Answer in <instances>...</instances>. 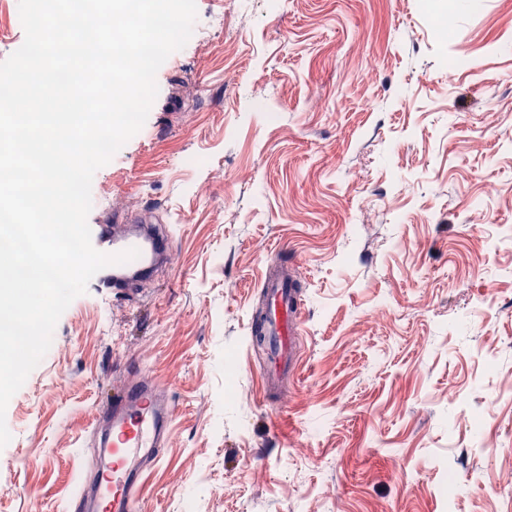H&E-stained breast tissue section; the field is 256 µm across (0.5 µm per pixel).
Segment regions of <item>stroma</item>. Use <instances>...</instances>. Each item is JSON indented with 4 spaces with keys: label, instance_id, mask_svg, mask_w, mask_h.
Here are the masks:
<instances>
[{
    "label": "stroma",
    "instance_id": "stroma-1",
    "mask_svg": "<svg viewBox=\"0 0 512 512\" xmlns=\"http://www.w3.org/2000/svg\"><path fill=\"white\" fill-rule=\"evenodd\" d=\"M196 7L88 215L158 207L171 265L62 314L7 406L0 512H71L135 371L179 405L142 512H512V0ZM286 262L301 353L269 390L252 315Z\"/></svg>",
    "mask_w": 512,
    "mask_h": 512
}]
</instances>
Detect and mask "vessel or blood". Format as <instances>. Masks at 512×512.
<instances>
[{"label":"vessel or blood","instance_id":"obj_1","mask_svg":"<svg viewBox=\"0 0 512 512\" xmlns=\"http://www.w3.org/2000/svg\"><path fill=\"white\" fill-rule=\"evenodd\" d=\"M154 219L148 208L119 225L106 219L91 225L92 244L98 251L138 252L129 262L100 270L91 280L92 287L130 295L138 283L171 263L174 233L154 227ZM303 280L293 264L267 270L260 283L264 311L259 332L268 338L267 380L297 364ZM176 412V401L158 388L152 376L141 375L118 388L94 417L95 465L75 495L76 512H139L141 487L163 458Z\"/></svg>","mask_w":512,"mask_h":512}]
</instances>
